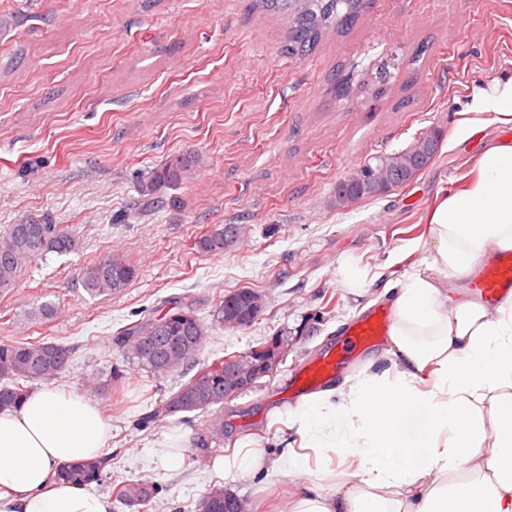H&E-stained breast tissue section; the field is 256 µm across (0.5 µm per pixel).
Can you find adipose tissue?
Returning <instances> with one entry per match:
<instances>
[{
    "instance_id": "adipose-tissue-1",
    "label": "adipose tissue",
    "mask_w": 512,
    "mask_h": 512,
    "mask_svg": "<svg viewBox=\"0 0 512 512\" xmlns=\"http://www.w3.org/2000/svg\"><path fill=\"white\" fill-rule=\"evenodd\" d=\"M429 224L391 300L389 367L276 412L296 450L239 449L216 472L272 470L291 487L278 512H512V289L494 304L464 289L512 251V142H491ZM111 433L94 399L55 388L0 412V512H110L55 470L107 456Z\"/></svg>"
}]
</instances>
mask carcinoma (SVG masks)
Here are the masks:
<instances>
[{"label":"carcinoma","mask_w":512,"mask_h":512,"mask_svg":"<svg viewBox=\"0 0 512 512\" xmlns=\"http://www.w3.org/2000/svg\"><path fill=\"white\" fill-rule=\"evenodd\" d=\"M270 6L287 13L291 21L288 53L304 56L331 31L348 28L355 20L361 0H268ZM443 132L435 129L416 139L407 149L376 159L361 170H374V176L357 180L342 177L336 183V205L349 206L359 200L379 196L411 182L437 156ZM200 165V158L186 153L156 169L139 186V196L147 205L158 201L166 189L182 184ZM246 234L242 224H219L195 241L203 254L220 253L238 243ZM74 238L57 224L30 221L10 224L0 231V288L11 286L30 260L47 252L67 254L75 249ZM136 277V269L120 252H114L84 268L79 276L83 291L91 298L121 293ZM257 292L242 288L224 296L212 310V320L228 327L234 316L257 321L264 310L257 309ZM59 312L52 303H42L28 314L31 321L50 320ZM209 327L198 315L196 302L175 300L160 316H149L122 330L115 337L123 359L153 374L168 375L188 370L207 343ZM70 349L52 341L0 340V411L16 407L34 385L55 378L67 368ZM124 370L111 368L107 377L87 379L89 390L112 395L122 386ZM243 393L238 377L231 370V357H216L160 403L154 418H184L187 413L216 414L208 420L205 432L217 439L224 436V419L217 412L224 402ZM108 460H87L61 465L57 478L78 486L100 483ZM157 495V485L148 481L122 482L111 488V496L122 507L140 510ZM237 495L214 486L199 499L196 512H236Z\"/></svg>","instance_id":"carcinoma-1"}]
</instances>
